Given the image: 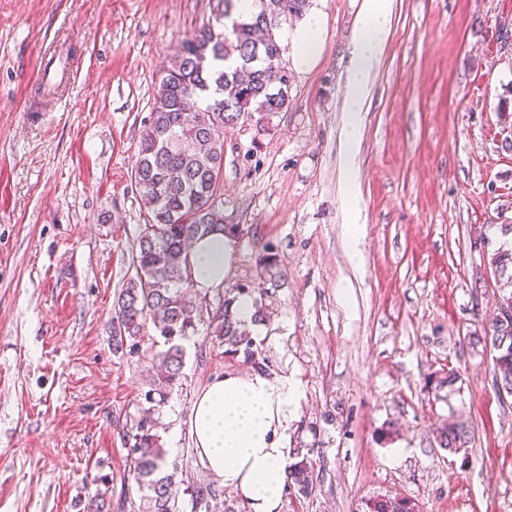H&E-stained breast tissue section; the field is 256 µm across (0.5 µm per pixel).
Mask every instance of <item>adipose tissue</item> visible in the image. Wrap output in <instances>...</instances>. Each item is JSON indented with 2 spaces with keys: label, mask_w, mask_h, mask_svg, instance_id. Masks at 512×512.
<instances>
[{
  "label": "adipose tissue",
  "mask_w": 512,
  "mask_h": 512,
  "mask_svg": "<svg viewBox=\"0 0 512 512\" xmlns=\"http://www.w3.org/2000/svg\"><path fill=\"white\" fill-rule=\"evenodd\" d=\"M325 18L306 14L291 36L296 70L311 69L322 53ZM391 24L390 0H365L357 22L347 77L343 169L353 177L360 114ZM236 251L235 239L214 233L197 241L189 263L193 286L223 287ZM295 387L253 371L214 378L197 396L190 418L202 466L247 502L250 512H278L292 450L286 441Z\"/></svg>",
  "instance_id": "ef3b65f1"
}]
</instances>
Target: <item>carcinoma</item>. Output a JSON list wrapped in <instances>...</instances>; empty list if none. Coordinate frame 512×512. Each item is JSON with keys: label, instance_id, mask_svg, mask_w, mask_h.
I'll list each match as a JSON object with an SVG mask.
<instances>
[{"label": "carcinoma", "instance_id": "obj_1", "mask_svg": "<svg viewBox=\"0 0 512 512\" xmlns=\"http://www.w3.org/2000/svg\"><path fill=\"white\" fill-rule=\"evenodd\" d=\"M310 0H255L250 15L233 17L235 0H213L211 20L177 47L170 66L158 79L148 120L139 134L130 188L146 212L131 265L134 274L115 297L110 318L112 349L137 354L149 322L163 348L153 351L151 388L145 400L164 403L183 377V341L194 335L197 321L207 316L211 333L224 353L243 355L255 370L267 371L268 360L256 347L251 331L237 312L248 300L253 321L265 319L256 293L281 279L277 253L267 249L259 265V281L240 285L233 295L210 304L193 288L188 275V245L195 238L222 232L235 237L239 225L224 223L218 204L224 162V131L248 124L257 134L267 130L271 116L288 109L289 76L282 67L280 25L301 18ZM489 265L501 298H512V249L498 247ZM472 344L495 353L493 384L512 388V317L495 313L482 336ZM454 370L430 379L434 390L451 388ZM131 442L127 489L141 494V512H177L172 475L165 473L166 456L151 421L143 417ZM474 431L464 421H450L437 430V442L448 450L467 447ZM312 460L300 452L288 465L287 482L302 495L314 488ZM370 512H406L397 498H376Z\"/></svg>", "mask_w": 512, "mask_h": 512}]
</instances>
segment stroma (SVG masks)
Masks as SVG:
<instances>
[{
  "label": "stroma",
  "instance_id": "stroma-1",
  "mask_svg": "<svg viewBox=\"0 0 512 512\" xmlns=\"http://www.w3.org/2000/svg\"><path fill=\"white\" fill-rule=\"evenodd\" d=\"M364 0H311L317 64L263 135L224 134L227 223L244 233L225 288L255 283L266 247L282 285L254 332L271 376L297 390L288 445L315 465L279 512H512V397L492 384L473 303L475 235L512 224V0H392L391 31L342 167L350 45ZM210 0H0V512H139L124 435L147 404L149 345L112 350V302L132 275L144 210L129 188L157 78ZM77 72L38 96L42 50ZM181 385L155 408L179 512H249L204 469L189 420L217 375L248 371L207 322L184 343ZM456 370L435 392L432 373ZM474 428L451 454L435 432ZM195 485L212 494L196 505Z\"/></svg>",
  "mask_w": 512,
  "mask_h": 512
}]
</instances>
